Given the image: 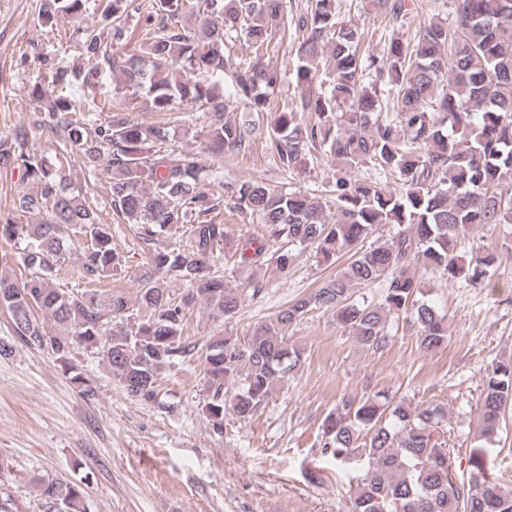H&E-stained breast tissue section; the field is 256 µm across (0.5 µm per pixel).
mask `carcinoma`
<instances>
[{
    "label": "carcinoma",
    "mask_w": 512,
    "mask_h": 512,
    "mask_svg": "<svg viewBox=\"0 0 512 512\" xmlns=\"http://www.w3.org/2000/svg\"><path fill=\"white\" fill-rule=\"evenodd\" d=\"M451 23L430 21L413 40L390 38L378 58L357 52L364 32L338 20L335 0H313L293 24L282 0H198L200 24L192 30L180 16L184 0H97L100 23L112 28V40L134 44L132 53L114 57L92 26H80L87 0H41L39 18L46 27L71 24L69 41L91 66L75 71L54 63L58 90L33 87L39 118L82 152L89 172L106 162L113 211L137 225L151 255L152 271L135 302L120 294L103 297L93 290L77 295L51 288L53 263L73 245V229L87 242L82 267L100 276L119 264L112 233L85 206L81 191L65 182L59 169L37 152L24 150L25 136L0 138V166L23 170L33 189L23 194V213L46 211L41 224L0 220V237L31 239L23 253L34 276L21 283L0 277V309L10 313L16 336L28 344L48 341L64 372L90 398L95 388L68 362L73 343L102 353L127 395L141 402L157 396L158 372L178 354L195 346L183 341L186 317L196 307L216 319H230L246 292L261 295L264 283L230 288L210 265L224 244V207L240 220L257 217L266 236L248 237L233 256L244 268L275 266L285 274L296 259L295 247H311L329 266L347 262L306 298L279 310L248 336L216 334L205 344L203 366L212 428L223 432L224 414L251 419L274 390L303 363L288 345V331L314 309L333 313L336 324L366 349L386 346L393 322L410 319L426 352L448 340L446 315L421 298L410 267L421 262L441 276L466 285H488L495 255L466 259L456 253L459 237L477 229L512 223V0H454ZM376 12L396 23L406 17L405 0H370ZM143 19L144 34L133 43L124 22ZM301 33L297 41V96L281 99L264 150L279 168H296L312 150L327 148L336 176L324 196L278 190L240 179L225 185L207 180L204 166L185 154L165 151L167 133L123 118L93 125L95 113L112 111V99L97 104L66 89L88 84L104 69L120 72L117 90L130 102L141 100L152 112L190 105L201 112L208 152L244 155L252 148V121L224 119V42L241 37L253 54L233 72V96L247 111H271L282 83L279 69L264 62L271 37ZM328 52V94L310 92L319 59ZM376 80L366 81L370 71ZM380 177L360 179L359 166ZM197 218L191 251L159 248L158 238L178 229L187 215ZM391 226L395 232L376 235ZM374 238L370 246L362 243ZM173 277L186 290L173 294L163 279ZM380 284L382 301L354 298L355 289ZM137 313L130 312L131 307ZM67 331L45 338L33 309ZM126 322L115 335L108 321ZM512 407V359L491 364L481 382L479 433L469 451L468 481L448 474L452 449L434 438L441 410L410 408L404 402L368 398L347 401L322 425L321 453L346 465L356 463L350 480L352 512H512V490L492 476L488 445L501 418ZM49 510L83 512L77 485L42 487Z\"/></svg>",
    "instance_id": "cac0c4a2"
}]
</instances>
